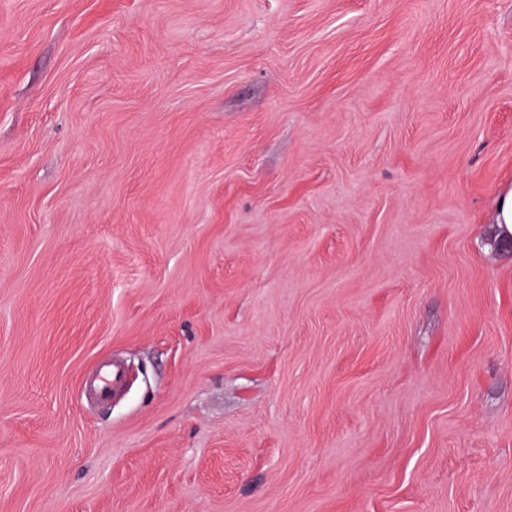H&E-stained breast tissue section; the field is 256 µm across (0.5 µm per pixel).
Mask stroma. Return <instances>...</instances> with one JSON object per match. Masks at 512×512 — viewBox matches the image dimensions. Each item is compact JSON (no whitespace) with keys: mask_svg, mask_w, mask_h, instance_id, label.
<instances>
[{"mask_svg":"<svg viewBox=\"0 0 512 512\" xmlns=\"http://www.w3.org/2000/svg\"><path fill=\"white\" fill-rule=\"evenodd\" d=\"M507 187L512 0H0V512H512ZM493 224H498L501 237L512 235V188L504 189L496 198ZM123 381L124 374L119 366L113 365L112 368L102 370L96 386L98 397L103 401L108 400L120 389Z\"/></svg>","mask_w":512,"mask_h":512,"instance_id":"1","label":"stroma"}]
</instances>
